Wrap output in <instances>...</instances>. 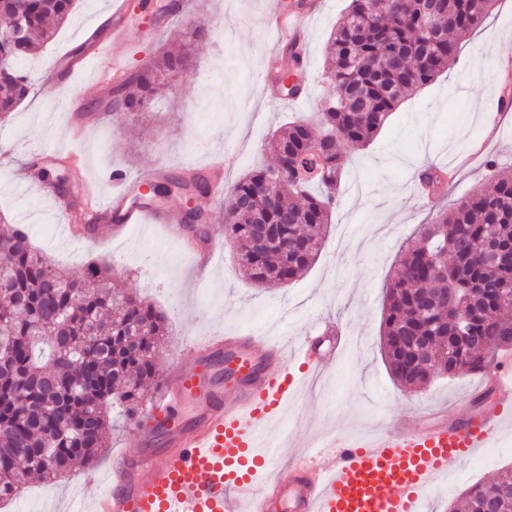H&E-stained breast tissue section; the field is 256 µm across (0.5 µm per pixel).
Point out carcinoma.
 <instances>
[{
	"instance_id": "1",
	"label": "carcinoma",
	"mask_w": 512,
	"mask_h": 512,
	"mask_svg": "<svg viewBox=\"0 0 512 512\" xmlns=\"http://www.w3.org/2000/svg\"><path fill=\"white\" fill-rule=\"evenodd\" d=\"M350 0L327 43L331 92L325 109L276 129L266 141L272 167L242 176L229 193L224 238L243 276L261 288L294 280L317 258L345 172L340 142L364 148L403 97L434 81L458 43L483 25L497 0ZM74 0H7L4 24L23 35L0 38V118L25 100L31 78L22 59L49 42ZM210 25L186 28L182 43L134 80L118 110L145 112L169 74H187ZM470 197L437 212L408 246L387 286L382 348L395 381L424 387L440 375L483 372L512 349V171L487 162ZM447 172L433 165L419 181L442 194ZM206 184L189 168L152 185L153 204ZM166 316L112 284L110 265L81 276L55 268L20 226L0 232V500L37 474L53 483L98 455L119 402L135 416L139 387L157 377ZM450 512H512V471L467 488Z\"/></svg>"
}]
</instances>
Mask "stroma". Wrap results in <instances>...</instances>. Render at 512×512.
I'll return each mask as SVG.
<instances>
[{
    "label": "stroma",
    "mask_w": 512,
    "mask_h": 512,
    "mask_svg": "<svg viewBox=\"0 0 512 512\" xmlns=\"http://www.w3.org/2000/svg\"><path fill=\"white\" fill-rule=\"evenodd\" d=\"M146 3L127 16L125 77L152 64L201 16L213 27L209 52L197 54L189 75L174 78L170 91L145 114L112 112L114 84L100 85L85 76L97 67L91 53L78 60L82 77L72 85L52 92L35 87L9 121H0V222L26 227L36 249L68 274H82L88 263L107 260L122 288L165 313L169 334L159 361L164 374L189 359L196 339L220 329L297 341L326 320L350 332L353 343L322 386H301L291 397L276 425L279 462L340 431L369 433L411 409L420 416L433 410L452 418L464 413L485 374L462 372L408 392L393 380L381 352V318L402 247L432 218V205L411 192L418 166L453 168L444 199L448 206L483 182L486 157L495 158L500 169L512 168V118L492 126L486 114L504 91H512V79L495 69L503 57L512 58V0H498L484 25L461 41L451 68L406 97L368 147H345L346 173L317 259L288 286L269 289L242 277L236 249L228 242L219 243L212 269L202 272L158 225L132 224L116 239L103 224L97 242L72 238L66 230L71 221L67 202L82 201L78 182L70 183L68 200H61L45 185L40 167L30 166L29 156L43 143L66 141L60 98L70 95L75 109L102 116L79 145L89 180L108 187L117 171L131 179L153 167L200 169L232 149L238 160L224 178L225 186H232L249 170L271 163L265 142L272 130L312 116L329 93L326 45L348 0H322L309 23L308 60L296 70L308 99L299 106L281 102L279 87L259 81L266 67L264 47L275 35L269 19L276 0H186L183 14L156 37L151 30L162 0ZM111 11L112 0H78L70 21L40 53L26 57L23 69L43 78L50 63L70 58L77 45L101 31L100 19ZM26 165L33 185L21 192L10 171ZM111 419L96 463L51 485L31 479L0 505V512H65L73 502L89 501L102 491L101 476L112 453L139 447L123 411L113 409ZM511 469L509 426L493 447L468 462L449 464L429 496V512H440L467 487Z\"/></svg>",
    "instance_id": "1"
}]
</instances>
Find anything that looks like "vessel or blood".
<instances>
[{
  "instance_id": "vessel-or-blood-1",
  "label": "vessel or blood",
  "mask_w": 512,
  "mask_h": 512,
  "mask_svg": "<svg viewBox=\"0 0 512 512\" xmlns=\"http://www.w3.org/2000/svg\"><path fill=\"white\" fill-rule=\"evenodd\" d=\"M317 8V0H304L296 10L273 14L279 36L267 47L266 76L281 72L289 50L306 54L304 27ZM126 14L120 0L112 8L110 41L96 47L100 80L122 72L113 49L124 43ZM157 177L150 171L118 179L110 193L86 191L83 237L102 224L116 234L129 224H160L174 234L182 221L177 211L136 199ZM345 342L341 335L325 342L308 336L289 350L262 336L202 338L191 360L167 374L165 400L150 408L146 422L135 423L143 450L113 455L107 486L87 512H240L243 504L247 512H423L449 462L472 459L512 423V368L503 364L485 382L488 407L452 420L436 412L421 425L343 434L279 465L273 449H260V434L298 390L297 372L331 368ZM225 357L238 364L229 395L214 372ZM263 470L271 478L258 480Z\"/></svg>"
}]
</instances>
